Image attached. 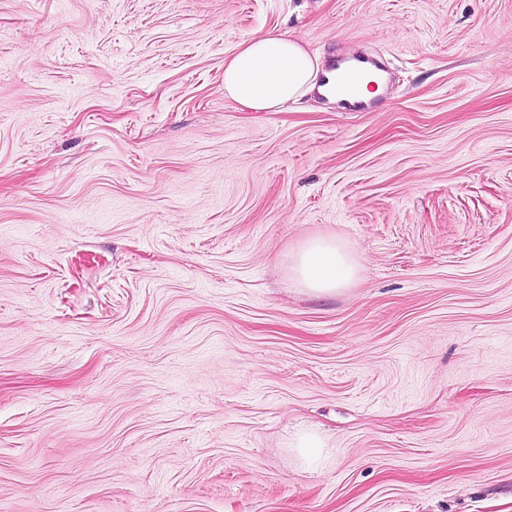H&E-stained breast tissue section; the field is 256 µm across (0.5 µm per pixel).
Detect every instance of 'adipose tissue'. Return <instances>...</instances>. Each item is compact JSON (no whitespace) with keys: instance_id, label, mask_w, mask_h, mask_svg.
I'll return each instance as SVG.
<instances>
[{"instance_id":"adipose-tissue-1","label":"adipose tissue","mask_w":512,"mask_h":512,"mask_svg":"<svg viewBox=\"0 0 512 512\" xmlns=\"http://www.w3.org/2000/svg\"><path fill=\"white\" fill-rule=\"evenodd\" d=\"M318 59L295 39L259 35L224 61V95L247 112H277L288 101L318 88ZM358 262L336 237L306 240L292 255L288 272L309 293L333 295L353 281Z\"/></svg>"}]
</instances>
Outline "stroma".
<instances>
[{"label": "stroma", "instance_id": "1", "mask_svg": "<svg viewBox=\"0 0 512 512\" xmlns=\"http://www.w3.org/2000/svg\"><path fill=\"white\" fill-rule=\"evenodd\" d=\"M273 31L376 111H239ZM0 512H512V0H0ZM355 62H349L347 59H340L332 65L336 72V89L345 91L349 95H355L357 87L359 86L363 70L366 68L365 64H371L376 67V64L366 57H354ZM358 262L335 236L306 240L292 255L288 272L306 291L315 295H335L353 281ZM293 448L303 464L315 470L321 464L326 447L320 435L306 432L297 436Z\"/></svg>", "mask_w": 512, "mask_h": 512}]
</instances>
